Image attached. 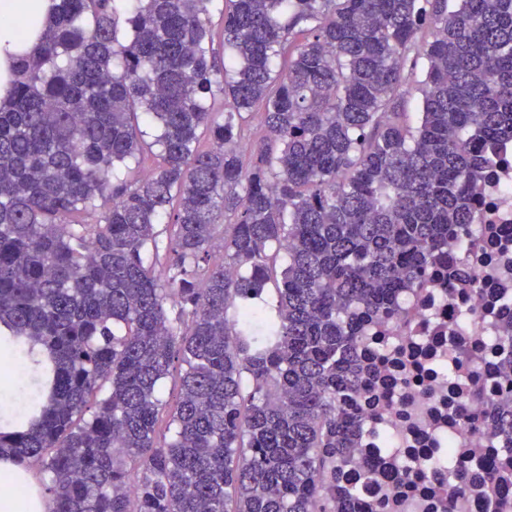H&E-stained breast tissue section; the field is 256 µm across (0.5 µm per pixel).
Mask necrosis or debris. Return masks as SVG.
Listing matches in <instances>:
<instances>
[{"instance_id": "necrosis-or-debris-1", "label": "necrosis or debris", "mask_w": 512, "mask_h": 512, "mask_svg": "<svg viewBox=\"0 0 512 512\" xmlns=\"http://www.w3.org/2000/svg\"><path fill=\"white\" fill-rule=\"evenodd\" d=\"M476 222L448 234V262L402 290L391 315L370 321L358 356L374 370L353 397L362 416L351 482L357 512H490L485 471L505 461L492 435L512 332V139L493 142ZM468 464L458 492L448 461Z\"/></svg>"}]
</instances>
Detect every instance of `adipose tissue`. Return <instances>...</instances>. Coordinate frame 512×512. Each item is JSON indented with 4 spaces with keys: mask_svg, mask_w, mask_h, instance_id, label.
Segmentation results:
<instances>
[{
    "mask_svg": "<svg viewBox=\"0 0 512 512\" xmlns=\"http://www.w3.org/2000/svg\"><path fill=\"white\" fill-rule=\"evenodd\" d=\"M59 0H0V100L6 98L15 80L17 58L36 50L45 25ZM21 467L9 459H0V512H46L43 494L30 491L18 499L17 485Z\"/></svg>",
    "mask_w": 512,
    "mask_h": 512,
    "instance_id": "1",
    "label": "adipose tissue"
}]
</instances>
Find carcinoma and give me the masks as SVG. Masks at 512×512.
Masks as SVG:
<instances>
[{"label":"carcinoma","instance_id":"obj_1","mask_svg":"<svg viewBox=\"0 0 512 512\" xmlns=\"http://www.w3.org/2000/svg\"><path fill=\"white\" fill-rule=\"evenodd\" d=\"M213 2L60 0L0 103V367L32 388L0 455L40 464L48 512H350L363 326L512 137V0H224L221 66ZM178 385H179V377H178L177 373H174L167 380L164 390H163L164 406L159 415V420H160L159 426H160L162 432L165 430V426L170 419V415L173 410V406H174V402H175V397L178 392Z\"/></svg>","mask_w":512,"mask_h":512}]
</instances>
